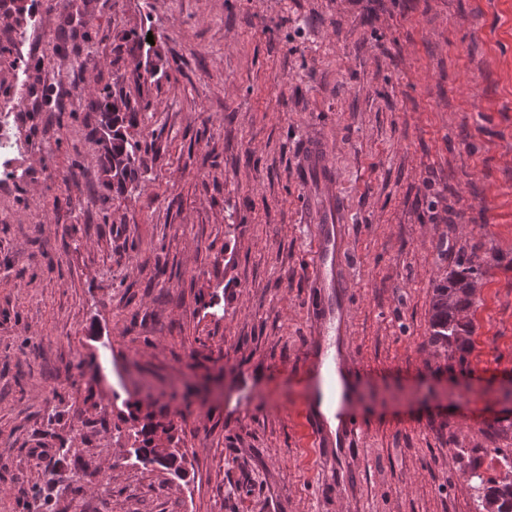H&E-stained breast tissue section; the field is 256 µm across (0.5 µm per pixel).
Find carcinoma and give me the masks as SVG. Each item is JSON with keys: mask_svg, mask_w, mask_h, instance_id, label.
I'll use <instances>...</instances> for the list:
<instances>
[{"mask_svg": "<svg viewBox=\"0 0 512 512\" xmlns=\"http://www.w3.org/2000/svg\"><path fill=\"white\" fill-rule=\"evenodd\" d=\"M99 108L105 115V133L110 138V156L104 160L105 171L109 173L117 187L124 191L138 187L139 152L141 145L129 140L122 132L124 125H133L138 121V113L125 101H112L106 94L99 102ZM482 264L471 258L459 260V270L438 282L433 287L431 300V342L456 353L464 349L466 336L471 326L464 321L461 313L475 303L476 286L482 276ZM139 438V446L133 452L144 465H158L181 478L184 455L176 448L164 456L152 448L153 431L141 428L134 432ZM470 481L476 492L478 512H512V465L505 470L504 477H488L475 464L469 471Z\"/></svg>", "mask_w": 512, "mask_h": 512, "instance_id": "1", "label": "carcinoma"}]
</instances>
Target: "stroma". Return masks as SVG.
<instances>
[{
	"mask_svg": "<svg viewBox=\"0 0 512 512\" xmlns=\"http://www.w3.org/2000/svg\"><path fill=\"white\" fill-rule=\"evenodd\" d=\"M7 2L0 102L21 75L31 97L23 176L0 183V512H476L470 460L512 450V0ZM73 81L57 123L46 98ZM106 92L138 112L132 191L100 163ZM312 132L347 210L367 417L342 467L300 369ZM471 254L452 357L432 291ZM148 422L184 478L132 454Z\"/></svg>",
	"mask_w": 512,
	"mask_h": 512,
	"instance_id": "stroma-1",
	"label": "stroma"
}]
</instances>
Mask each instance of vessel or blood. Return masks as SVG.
Listing matches in <instances>:
<instances>
[{
	"label": "vessel or blood",
	"mask_w": 512,
	"mask_h": 512,
	"mask_svg": "<svg viewBox=\"0 0 512 512\" xmlns=\"http://www.w3.org/2000/svg\"><path fill=\"white\" fill-rule=\"evenodd\" d=\"M306 195L314 216L315 234L309 258V286L314 302L308 312L311 340L302 355L309 376L306 416L323 453L332 460H346L357 447L364 416L348 400H340L330 428L322 412L327 395L344 382L348 343V285L343 277L348 224L345 208L336 190L329 150L321 141L310 140L304 156Z\"/></svg>",
	"instance_id": "1"
}]
</instances>
